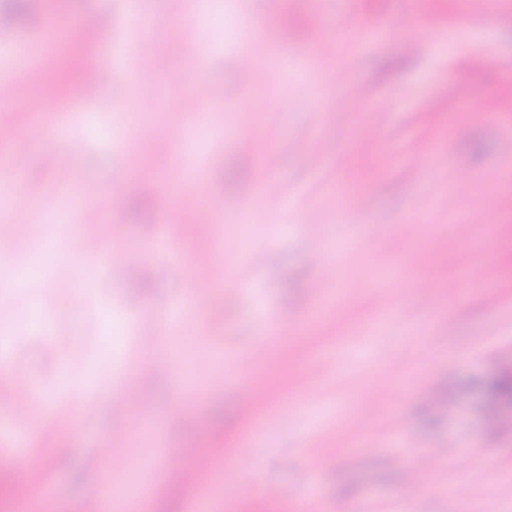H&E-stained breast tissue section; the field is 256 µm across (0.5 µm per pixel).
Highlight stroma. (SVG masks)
<instances>
[{
	"mask_svg": "<svg viewBox=\"0 0 512 512\" xmlns=\"http://www.w3.org/2000/svg\"><path fill=\"white\" fill-rule=\"evenodd\" d=\"M139 4L172 31L154 70H134L130 0H70L67 27L88 14L102 29L73 37L77 66H99L96 93L73 80L55 103L5 107L0 185L35 203L0 240V326L11 374L46 400L26 433L0 410L11 475L0 512H85L111 495L116 469L149 512H195L197 488L180 473L204 454L216 512H488L492 501L512 512V402L492 404L484 388L512 374V0H209L189 24L176 0ZM253 16L297 39L245 72ZM49 22L0 32V80L26 77L21 52ZM191 38L206 45L202 65L182 50ZM200 75L211 93L198 106ZM147 95L159 104L149 115L136 108ZM237 130L251 149L234 144ZM61 166L65 189L53 183ZM194 170L223 210L178 228L172 259L164 218ZM265 179L292 208L254 204ZM339 180L364 200L348 223ZM84 185L99 190L93 204L78 200ZM90 209L96 256L82 248ZM116 240L147 259L145 278L113 269ZM314 240L335 262L325 279ZM204 250L217 265L253 259L252 279L208 285L173 330L169 310L193 296L188 261ZM396 265L408 270L398 310L373 324L384 297L364 281ZM132 380L146 398L126 453L102 456ZM253 385L266 395L247 416ZM435 448L447 461L409 478Z\"/></svg>",
	"mask_w": 512,
	"mask_h": 512,
	"instance_id": "obj_1",
	"label": "stroma"
}]
</instances>
